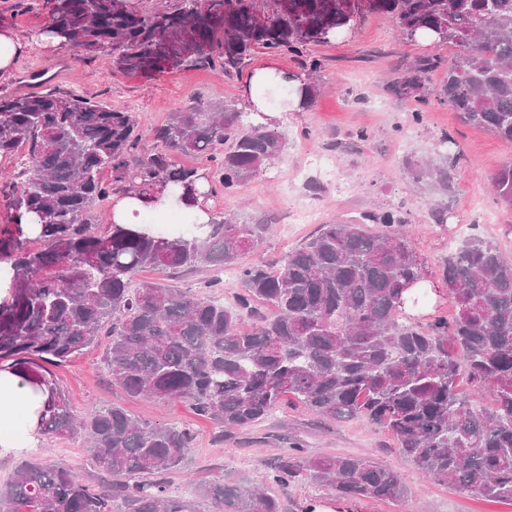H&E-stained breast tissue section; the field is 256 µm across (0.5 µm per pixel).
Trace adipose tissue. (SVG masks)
Here are the masks:
<instances>
[{"label": "adipose tissue", "mask_w": 512, "mask_h": 512, "mask_svg": "<svg viewBox=\"0 0 512 512\" xmlns=\"http://www.w3.org/2000/svg\"><path fill=\"white\" fill-rule=\"evenodd\" d=\"M111 220L116 224H134L139 214L155 211L166 213L181 209L193 215L196 223L206 224L211 220L209 201L200 194L191 195L189 201L174 205L165 194H157L145 200L133 191H120L113 196ZM46 400L45 392L35 388L10 369L0 370V450L15 448V429L18 422H25L31 438H38V416Z\"/></svg>", "instance_id": "ef3b65f1"}]
</instances>
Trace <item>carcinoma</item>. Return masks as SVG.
<instances>
[{
  "label": "carcinoma",
  "instance_id": "cac0c4a2",
  "mask_svg": "<svg viewBox=\"0 0 512 512\" xmlns=\"http://www.w3.org/2000/svg\"><path fill=\"white\" fill-rule=\"evenodd\" d=\"M395 20L408 39L428 37L457 51L438 97L464 122L512 142V0H178L144 12L131 0H51L45 33L86 60L112 52L121 73L152 77L156 50L189 33L209 52L180 62L238 72L253 55L304 58L288 95L306 105L320 92L323 60L312 47L352 29L364 12ZM439 56L407 67L388 89L423 99ZM163 149L133 157L142 134L133 116L66 92L0 95V194L12 210L0 229V263L10 287L0 300V361L48 387L39 428L86 445L96 484L60 462H23L0 485V512H284L285 493L304 480L343 500H400L405 477L372 458H308L299 443L262 483H200L194 496L168 492L195 434L179 423H148L103 405L83 418L64 391L36 371L61 365L109 338L104 362L113 383L136 397L179 400L221 429L251 426L292 395L333 420L364 416L388 429L399 452L425 475L461 491L512 504V260L475 235L448 255L440 274L451 317L402 321L418 305L423 262L399 231L397 210L363 224H324L274 265L243 262L262 242L264 224L222 212L203 232L169 239L145 225L90 222V207L114 187L152 194L206 180L205 198L232 195L286 149L284 134L252 118L247 106L197 104L152 129ZM433 160L407 163L414 179L446 194L456 157L448 136ZM29 144L26 155L18 146ZM215 163L213 175L178 166L172 154ZM112 173V180L104 173ZM496 200L512 206V161L493 176ZM25 215L37 231L27 232ZM37 239V251L25 244ZM239 268L242 292L230 308L207 291L152 284L131 291L153 268ZM253 317L241 329L243 315ZM466 382L469 392L460 390ZM491 396L490 407L478 398Z\"/></svg>",
  "mask_w": 512,
  "mask_h": 512
}]
</instances>
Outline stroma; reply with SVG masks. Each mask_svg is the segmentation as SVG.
<instances>
[{"instance_id":"stroma-1","label":"stroma","mask_w":512,"mask_h":512,"mask_svg":"<svg viewBox=\"0 0 512 512\" xmlns=\"http://www.w3.org/2000/svg\"><path fill=\"white\" fill-rule=\"evenodd\" d=\"M48 16V0H0V30L32 44L10 73L0 74V93L23 92L21 77L45 73L54 89L74 90L132 113L144 133L138 146L142 152L154 148L149 132L172 112L197 101L242 99L253 69L268 64L296 74L303 68L302 59L292 55L259 54L250 69L231 76L209 68L167 70L151 78L120 74L113 71L107 53L82 62L64 45L34 47ZM315 53L325 64L322 92L311 107L284 113L280 128L288 136L287 150L236 193L211 202L212 211L238 222L266 224V240L259 251L248 254V261H278L315 232L317 224L289 223L291 205L299 200L316 207L318 224L399 210L434 283L467 229L495 240L512 259V207L497 202L492 188L493 175L512 160V142L463 123L458 112L439 103L435 92L443 82V69L430 72L426 100L399 98L387 88L397 70L427 55L452 59L454 47L408 40L399 35L394 21L369 14L352 32L316 46ZM414 112L420 113V121H411ZM360 130L366 131L365 139L357 138ZM444 133L454 140L459 159L451 190L443 198L414 182L406 164L436 152ZM103 353V345H95L51 367L50 375L65 390L77 417L113 405L146 421H177L193 428L196 441L187 465L169 482L173 495L193 496L201 482L255 477L299 441L311 458L346 454L378 459L404 475L409 487L408 496L399 501H342L327 495L321 502L323 512H512L511 504L460 492L427 477L399 454L387 431L365 418L335 421L286 401L258 424L221 434L183 402L127 396L109 378ZM25 460L62 462L84 481L94 479L83 444L44 435L21 452L0 457V483L9 481Z\"/></svg>"}]
</instances>
